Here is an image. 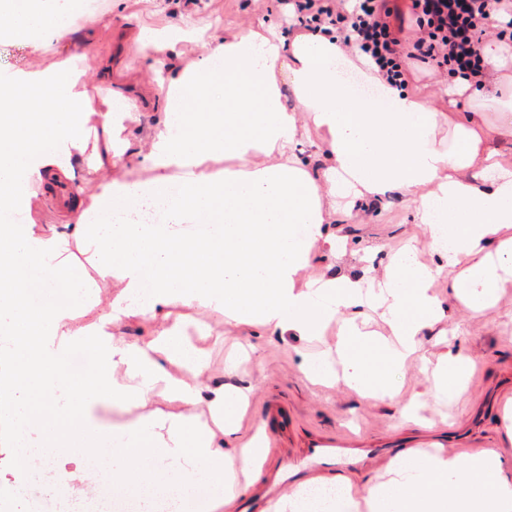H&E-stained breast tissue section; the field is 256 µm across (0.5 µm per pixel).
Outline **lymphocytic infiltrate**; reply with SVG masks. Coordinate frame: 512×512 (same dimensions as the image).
Instances as JSON below:
<instances>
[{"instance_id": "f902f5d3", "label": "lymphocytic infiltrate", "mask_w": 512, "mask_h": 512, "mask_svg": "<svg viewBox=\"0 0 512 512\" xmlns=\"http://www.w3.org/2000/svg\"><path fill=\"white\" fill-rule=\"evenodd\" d=\"M303 31L336 27L345 46L364 54L383 76L407 85V66L418 62L454 76L482 73L489 28L512 26V0H284ZM408 13L414 22L405 35L396 20Z\"/></svg>"}]
</instances>
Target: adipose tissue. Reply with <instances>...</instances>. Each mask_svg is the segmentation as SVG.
Masks as SVG:
<instances>
[{
	"label": "adipose tissue",
	"mask_w": 512,
	"mask_h": 512,
	"mask_svg": "<svg viewBox=\"0 0 512 512\" xmlns=\"http://www.w3.org/2000/svg\"><path fill=\"white\" fill-rule=\"evenodd\" d=\"M63 0H0V34L20 43L65 28ZM335 33L286 38L265 22L214 37L205 57L173 76L151 130L129 127L131 104L88 108L85 69L61 60L18 76L0 93V447L8 466L21 448H53L68 461L64 491L98 481L80 459L108 458L113 488L152 504L175 478L173 512H229L236 474L260 477L262 432L240 437L247 396L211 381L209 361L174 309L217 311L229 323L271 334L320 335L344 317L339 364L305 360L307 378L343 377L364 398L392 397L382 363L404 365L416 338L446 317L430 288L442 271L455 298L481 314L512 278V171L498 143L512 129L478 112L429 105L387 82L375 64L363 76L387 103L353 98L338 63ZM290 88L296 106L282 100ZM328 167L314 172L294 154L311 132ZM452 132L455 147L438 138ZM134 154L146 180H101L89 207L68 204L66 223L14 224L30 208L33 182H54L72 159L97 171ZM402 193L424 231L423 248L392 255L381 281L369 275L313 279V250L337 254L328 227L338 210ZM162 206L164 225L142 209ZM89 255L82 264L76 253ZM44 284L54 300L34 305ZM381 308L395 343L364 331L362 306ZM153 322L126 340L122 326ZM92 350L81 377L69 354ZM134 413L108 429L105 407ZM491 449L391 462L389 478L365 488L368 512H512V475Z\"/></svg>",
	"instance_id": "ef3b65f1"
}]
</instances>
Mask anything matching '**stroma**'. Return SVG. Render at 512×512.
<instances>
[{"label": "stroma", "mask_w": 512, "mask_h": 512, "mask_svg": "<svg viewBox=\"0 0 512 512\" xmlns=\"http://www.w3.org/2000/svg\"><path fill=\"white\" fill-rule=\"evenodd\" d=\"M265 16L284 36H291L288 9L281 0H155L151 6L146 0H110L108 19L90 17L67 23L61 37L42 44L0 38V83L34 69L49 68L63 58L77 57L87 70L90 106L106 110L113 93H122L136 105L128 119L134 125L162 108L158 87L162 75L135 40L140 29L179 25L204 30L205 39L181 44L179 64L184 67L203 57L207 38L228 36ZM408 80L409 91L435 107L449 105L457 112H479L487 123L512 127L511 111H502L488 95L455 93L446 72L413 63ZM336 231L343 238L341 256L316 254L309 275L332 271L354 276L370 266L375 276H382L385 254L423 236L422 227L414 221L412 205L396 191L388 192L359 216H341ZM433 289L448 307L447 333L420 336L415 358L390 373L398 397L385 400L363 399L343 384L320 386L306 378L304 354L335 352L337 324H330L321 338L312 339L297 332L272 335L236 328L218 313L202 316L188 309L184 315L203 318L210 328L205 346L210 352L212 375L250 388L243 432L260 428L271 405L287 408L292 418L287 433L265 439V474L289 466L297 477H304V450L309 441L336 442L352 435L362 450L355 465L344 468L343 473L351 478L353 491L358 494L367 481L386 479L389 460L382 456L383 448L396 441L434 437L438 417L449 419L459 441L457 453L496 449L504 452L512 465V445L505 440V421L497 413L499 402L512 401V281L499 288L496 307L482 316L473 315L450 298L447 276L437 277ZM452 348L471 356L474 370L457 398L440 401L433 394L432 370ZM244 351L250 355L245 371L227 376L225 358ZM413 397L418 398L420 407L416 415L408 417L404 407Z\"/></svg>", "instance_id": "35a3bbf8"}]
</instances>
